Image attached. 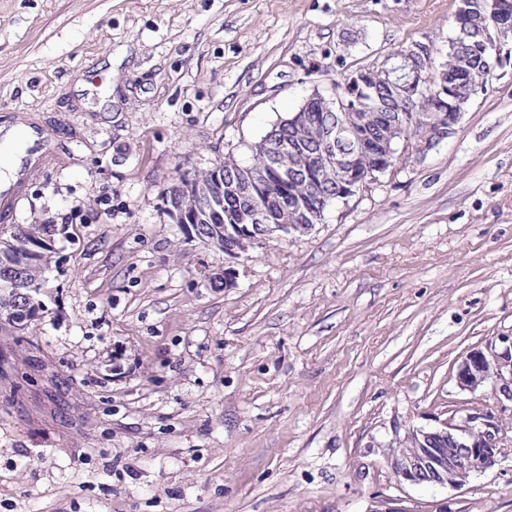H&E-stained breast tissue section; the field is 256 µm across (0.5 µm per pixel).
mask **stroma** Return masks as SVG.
Here are the masks:
<instances>
[{"label":"stroma","instance_id":"obj_1","mask_svg":"<svg viewBox=\"0 0 512 512\" xmlns=\"http://www.w3.org/2000/svg\"><path fill=\"white\" fill-rule=\"evenodd\" d=\"M454 0H0V126L49 129L12 224H54L42 319H0V512H512V447L403 481L410 430L492 403L512 336V54L457 133L217 279L182 177L415 42Z\"/></svg>","mask_w":512,"mask_h":512}]
</instances>
